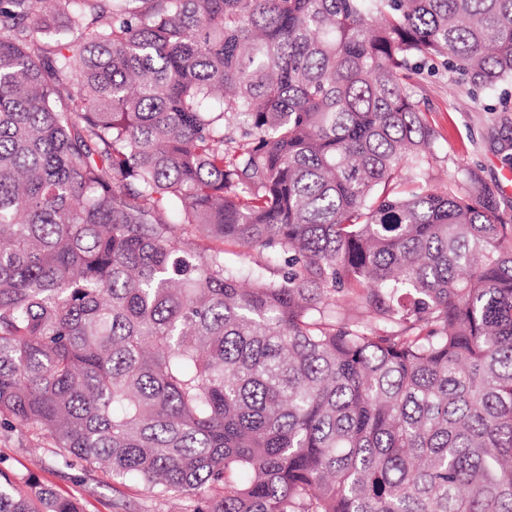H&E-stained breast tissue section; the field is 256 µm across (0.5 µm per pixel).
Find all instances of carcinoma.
Listing matches in <instances>:
<instances>
[{"mask_svg":"<svg viewBox=\"0 0 512 512\" xmlns=\"http://www.w3.org/2000/svg\"><path fill=\"white\" fill-rule=\"evenodd\" d=\"M441 68L512 79V0H0V426L184 512H512V224L420 182ZM227 262L237 268L243 269L246 273L260 275L267 279H277L280 274L278 262H266L255 251H246L233 245H224Z\"/></svg>","mask_w":512,"mask_h":512,"instance_id":"1","label":"carcinoma"}]
</instances>
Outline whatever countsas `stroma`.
<instances>
[{
	"mask_svg": "<svg viewBox=\"0 0 512 512\" xmlns=\"http://www.w3.org/2000/svg\"><path fill=\"white\" fill-rule=\"evenodd\" d=\"M430 117L443 133L425 174L428 184H460L462 171L477 169L483 181L499 187L498 207L512 216V82L505 81L471 97L456 74L440 71L422 80ZM0 470L19 489L42 486L78 499L85 512H179L175 500H159L134 480L120 482L100 468L75 461L65 464L48 439L35 430L0 429Z\"/></svg>",
	"mask_w": 512,
	"mask_h": 512,
	"instance_id": "obj_1",
	"label": "stroma"
}]
</instances>
